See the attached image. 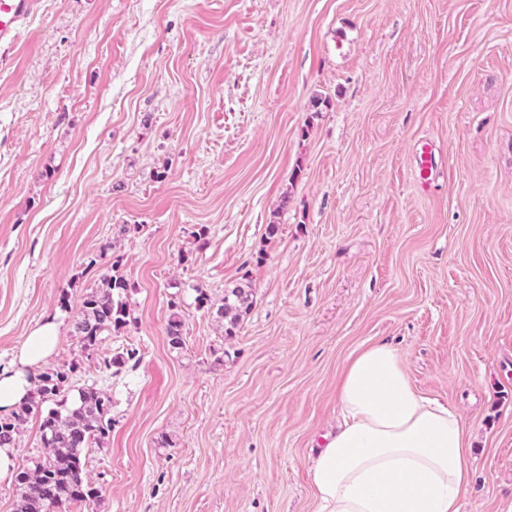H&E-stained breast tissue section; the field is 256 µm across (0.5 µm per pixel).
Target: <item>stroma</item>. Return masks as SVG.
<instances>
[{
	"instance_id": "obj_1",
	"label": "stroma",
	"mask_w": 512,
	"mask_h": 512,
	"mask_svg": "<svg viewBox=\"0 0 512 512\" xmlns=\"http://www.w3.org/2000/svg\"><path fill=\"white\" fill-rule=\"evenodd\" d=\"M39 2L0 63V370L52 317L32 378L111 396L96 512H316L341 371L378 340L470 430L461 512H512V0ZM115 262L131 323L89 355ZM415 180L421 188L426 187L434 176V154L427 144H421L415 150ZM128 286L115 262L100 275L98 287L83 298L75 327L83 350L95 352L104 333L128 325L129 311L122 300ZM252 304L253 289L250 285L225 289L223 304L216 311L217 318L224 324L225 336H235ZM139 352L136 349H122L112 353L110 358H105L103 361L107 370L115 368L113 374H120L123 369L135 368L139 363Z\"/></svg>"
}]
</instances>
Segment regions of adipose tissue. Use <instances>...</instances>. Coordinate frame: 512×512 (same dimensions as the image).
<instances>
[{"instance_id":"1","label":"adipose tissue","mask_w":512,"mask_h":512,"mask_svg":"<svg viewBox=\"0 0 512 512\" xmlns=\"http://www.w3.org/2000/svg\"><path fill=\"white\" fill-rule=\"evenodd\" d=\"M58 324L28 336L20 366L0 372V414L30 394L29 368L55 350ZM342 423L310 467L318 512H460L470 485L469 435L457 408L412 384L393 345L373 342L344 366Z\"/></svg>"}]
</instances>
